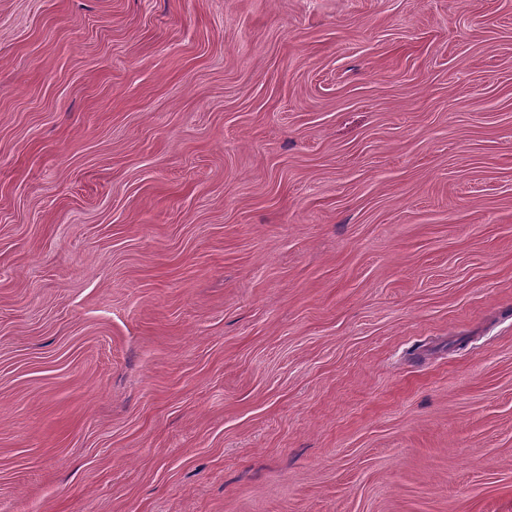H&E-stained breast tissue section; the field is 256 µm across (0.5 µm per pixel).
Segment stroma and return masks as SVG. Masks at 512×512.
Listing matches in <instances>:
<instances>
[{
    "label": "stroma",
    "instance_id": "obj_1",
    "mask_svg": "<svg viewBox=\"0 0 512 512\" xmlns=\"http://www.w3.org/2000/svg\"><path fill=\"white\" fill-rule=\"evenodd\" d=\"M0 512H512V0H0Z\"/></svg>",
    "mask_w": 512,
    "mask_h": 512
}]
</instances>
